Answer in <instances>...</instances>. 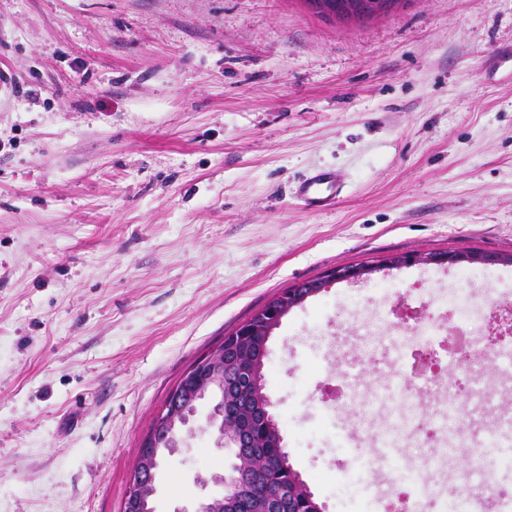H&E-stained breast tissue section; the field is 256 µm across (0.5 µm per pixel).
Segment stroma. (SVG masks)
Segmentation results:
<instances>
[{"mask_svg": "<svg viewBox=\"0 0 512 512\" xmlns=\"http://www.w3.org/2000/svg\"><path fill=\"white\" fill-rule=\"evenodd\" d=\"M0 512H121L170 389L284 288L343 264L444 250L512 252V0H401L339 22L305 0H0ZM338 171L312 212L295 182ZM512 303V265L416 264L339 282L283 317L265 392L324 512L449 497L489 512L512 380L494 404L443 365L388 475L375 436L394 402L401 297ZM356 359L350 393L318 397ZM197 402L155 471V512L223 494L224 451ZM462 419L465 443L446 426ZM373 467L362 470V459Z\"/></svg>", "mask_w": 512, "mask_h": 512, "instance_id": "stroma-1", "label": "stroma"}]
</instances>
